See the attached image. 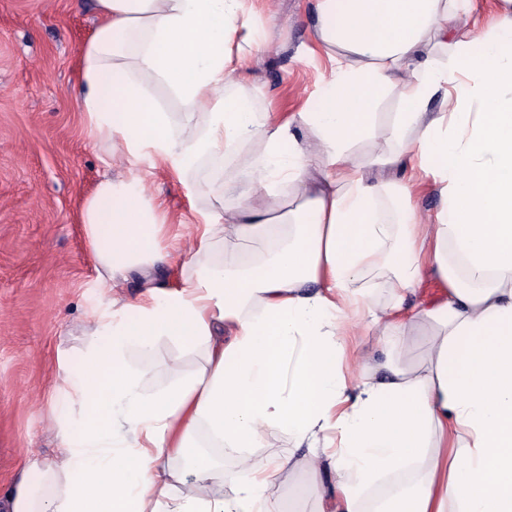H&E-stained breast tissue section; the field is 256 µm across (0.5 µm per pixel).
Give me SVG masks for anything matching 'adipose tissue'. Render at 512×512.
I'll return each mask as SVG.
<instances>
[{
    "label": "adipose tissue",
    "instance_id": "ef3b65f1",
    "mask_svg": "<svg viewBox=\"0 0 512 512\" xmlns=\"http://www.w3.org/2000/svg\"><path fill=\"white\" fill-rule=\"evenodd\" d=\"M253 0H95L99 22L81 55L80 109L95 140L148 151L199 187L216 209L191 249L203 257L173 286L147 285L128 305L91 316L83 363L59 356L69 414L55 458H28L8 512H277L287 459L254 448L277 434L331 449L332 512H360L364 492L420 461L416 476L374 512H512V0L478 33L471 0H315L313 49L330 70L317 108L276 123L238 88L255 41ZM181 103L174 120L146 88ZM395 94L386 150L355 162L377 109ZM440 111H431L433 101ZM243 194L226 213L224 156L252 142ZM437 193L424 216L415 197ZM81 222L96 285L164 261L169 221L139 178L103 179ZM260 239L257 254L236 242ZM432 305L407 308L427 277ZM383 284L385 305L371 293ZM373 349L349 348L364 321ZM433 327L427 364L395 357L410 327ZM169 338L200 350L185 375L153 392L130 360ZM243 476L224 495L222 457ZM185 461L173 468L171 459Z\"/></svg>",
    "mask_w": 512,
    "mask_h": 512
}]
</instances>
